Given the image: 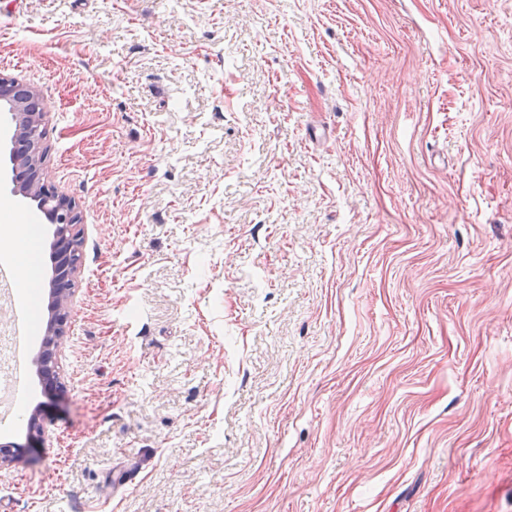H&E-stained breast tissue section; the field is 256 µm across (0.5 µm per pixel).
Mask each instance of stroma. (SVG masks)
I'll return each instance as SVG.
<instances>
[{
  "instance_id": "35a3bbf8",
  "label": "stroma",
  "mask_w": 512,
  "mask_h": 512,
  "mask_svg": "<svg viewBox=\"0 0 512 512\" xmlns=\"http://www.w3.org/2000/svg\"><path fill=\"white\" fill-rule=\"evenodd\" d=\"M1 75L84 246L0 512H512V0H0ZM51 420L39 411L34 413L28 421L29 438L40 444H44L52 437Z\"/></svg>"
}]
</instances>
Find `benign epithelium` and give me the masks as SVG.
<instances>
[{
	"label": "benign epithelium",
	"instance_id": "obj_1",
	"mask_svg": "<svg viewBox=\"0 0 512 512\" xmlns=\"http://www.w3.org/2000/svg\"><path fill=\"white\" fill-rule=\"evenodd\" d=\"M4 103L15 115L14 135L20 141V146H25V140H32L31 147L18 158L21 175L11 178L13 191L26 196H41L49 221L56 227L57 263L51 289V310L56 319L50 322L47 331L53 357L56 358L64 345V326L74 296L69 285L79 269L76 256L83 243L79 212L74 200L59 193L42 176L46 112L39 92L1 76L0 104ZM51 426L52 422L45 413H34L28 421L29 438L40 444L49 441L52 437Z\"/></svg>",
	"mask_w": 512,
	"mask_h": 512
}]
</instances>
